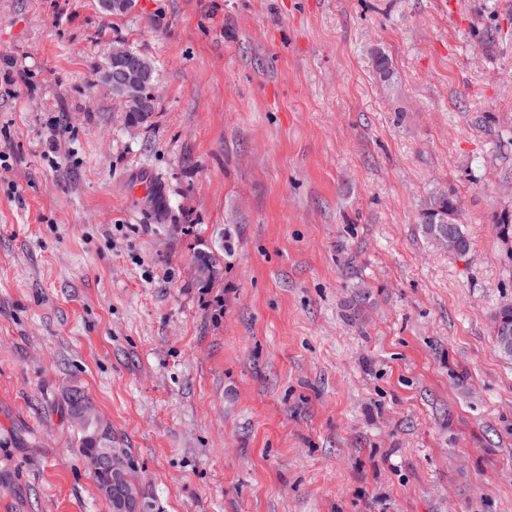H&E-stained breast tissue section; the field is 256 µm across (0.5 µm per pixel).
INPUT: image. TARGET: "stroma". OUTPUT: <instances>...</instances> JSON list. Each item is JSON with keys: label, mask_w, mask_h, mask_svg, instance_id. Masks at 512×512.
Segmentation results:
<instances>
[{"label": "stroma", "mask_w": 512, "mask_h": 512, "mask_svg": "<svg viewBox=\"0 0 512 512\" xmlns=\"http://www.w3.org/2000/svg\"><path fill=\"white\" fill-rule=\"evenodd\" d=\"M0 154V512H111L73 389L156 512H512V0H0ZM130 50L114 48L112 71L103 77L104 81L112 87V91L124 102L125 112H131V96L140 89L149 90L147 97L154 98L153 83H149L152 65L144 56ZM453 200L454 196L449 191L432 194L423 210L419 227L424 236L432 242L437 241L440 234L448 233L450 230L458 239L459 251L456 255L464 256L469 251L470 242L464 231V224L458 222L457 212L451 204ZM439 243L449 252L456 251V241L452 234L439 237ZM504 316H507L510 322L512 321V304H505L500 307L494 315V320ZM493 330L495 340L500 341L506 349H510L512 351V326L500 319H497L494 321Z\"/></svg>", "instance_id": "stroma-1"}]
</instances>
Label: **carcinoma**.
<instances>
[{
	"instance_id": "obj_1",
	"label": "carcinoma",
	"mask_w": 512,
	"mask_h": 512,
	"mask_svg": "<svg viewBox=\"0 0 512 512\" xmlns=\"http://www.w3.org/2000/svg\"><path fill=\"white\" fill-rule=\"evenodd\" d=\"M454 196L449 191H440L430 196L429 203L423 210L419 227L427 239L438 240L442 233L451 231L458 239V255L464 256L470 248L464 225L458 222L457 212L452 206ZM79 435V450L85 458L100 491L109 502H114L113 493L108 490L111 475L108 470L98 466L101 449L111 448L117 452V462L123 469L126 480L121 491L131 502H136L140 494V480L131 452L118 447L117 441L101 428L98 414L80 418L75 422Z\"/></svg>"
}]
</instances>
